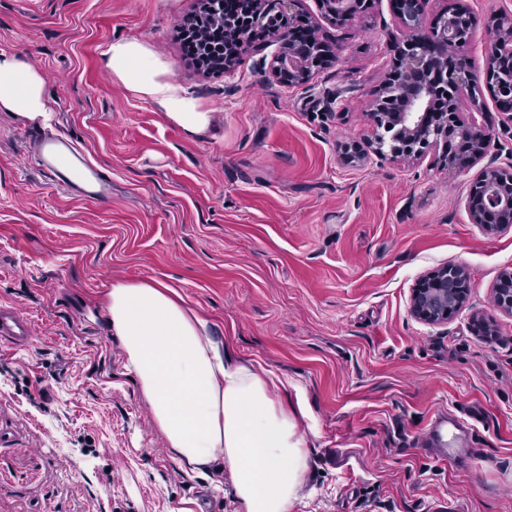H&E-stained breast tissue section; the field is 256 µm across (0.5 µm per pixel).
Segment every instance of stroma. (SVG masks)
I'll list each match as a JSON object with an SVG mask.
<instances>
[{
	"label": "stroma",
	"instance_id": "obj_1",
	"mask_svg": "<svg viewBox=\"0 0 512 512\" xmlns=\"http://www.w3.org/2000/svg\"><path fill=\"white\" fill-rule=\"evenodd\" d=\"M467 57L487 136L483 158L443 168L373 149L376 102L406 31L392 0L339 22L320 0L292 10L336 48L300 84L270 72V39L234 70L206 74L176 27L198 0H0V50L42 69L51 129L112 179L108 206L57 192L29 152L39 126L0 112V310L26 317L0 343V512H236L223 471L188 475L167 454L104 295L115 281L178 289L230 353L302 401L308 486L295 512H512V315L492 289L512 268V226L487 233L466 198L488 167L512 166V121L486 91L488 45L512 0H467ZM154 48L215 124L191 138L113 82L102 48ZM365 146L363 162L342 156ZM469 273L468 303L430 325L409 311L420 276ZM494 322L479 335L472 315ZM469 427L474 461L420 444L435 414ZM32 339L30 323L9 310L0 312V340L12 345L29 343Z\"/></svg>",
	"mask_w": 512,
	"mask_h": 512
}]
</instances>
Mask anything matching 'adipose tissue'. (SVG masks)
Returning a JSON list of instances; mask_svg holds the SVG:
<instances>
[{
  "instance_id": "1",
  "label": "adipose tissue",
  "mask_w": 512,
  "mask_h": 512,
  "mask_svg": "<svg viewBox=\"0 0 512 512\" xmlns=\"http://www.w3.org/2000/svg\"><path fill=\"white\" fill-rule=\"evenodd\" d=\"M101 65L188 136L212 127V112L149 44L113 39ZM0 112L46 128L53 120L43 71L18 52L0 51ZM107 313L169 456L196 474L222 463L236 512H293L309 453L298 409L275 393L278 378L222 351L207 321L164 281L113 282Z\"/></svg>"
}]
</instances>
